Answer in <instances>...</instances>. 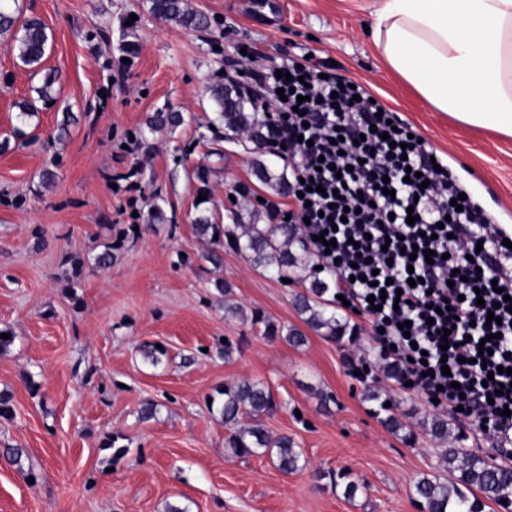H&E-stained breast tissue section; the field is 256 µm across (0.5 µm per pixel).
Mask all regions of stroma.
<instances>
[{
    "label": "stroma",
    "instance_id": "1",
    "mask_svg": "<svg viewBox=\"0 0 512 512\" xmlns=\"http://www.w3.org/2000/svg\"><path fill=\"white\" fill-rule=\"evenodd\" d=\"M206 34L156 19L149 0H23L54 32L45 67L58 70L52 105L20 121L16 104L39 78L0 44V512H419L416 482L449 480L439 442L406 439L405 425L448 419L463 446L512 466L470 417L431 405L379 370L367 322L336 343L306 328L285 283L225 249L221 266L200 261L193 227L206 166L209 209L223 218L232 198L266 197L240 144L214 140L209 89L239 43L267 59L311 51L335 63L408 122L448 165L474 202L512 230V139L435 112L384 65L369 33L370 0H191ZM163 108L183 113L175 130L144 134ZM77 121L59 137L63 113ZM23 127L29 145L12 143ZM56 173L44 184L41 172ZM166 223L148 225L154 204ZM140 233H133V225ZM111 265H88L95 242ZM83 267H74V259ZM223 279L227 294L214 287ZM261 315L302 330L293 345L269 339ZM161 346L158 362L144 356ZM231 357H224L225 347ZM369 366L367 377L356 374ZM244 381L269 388L262 421L288 436L306 461L286 474L267 457H239L208 400ZM379 388L400 430L365 399ZM153 418L142 419L145 402ZM360 486L346 498L341 473Z\"/></svg>",
    "mask_w": 512,
    "mask_h": 512
}]
</instances>
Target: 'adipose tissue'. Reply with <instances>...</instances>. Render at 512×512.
<instances>
[{
    "label": "adipose tissue",
    "instance_id": "1",
    "mask_svg": "<svg viewBox=\"0 0 512 512\" xmlns=\"http://www.w3.org/2000/svg\"><path fill=\"white\" fill-rule=\"evenodd\" d=\"M371 31L433 110L512 138V0H381Z\"/></svg>",
    "mask_w": 512,
    "mask_h": 512
}]
</instances>
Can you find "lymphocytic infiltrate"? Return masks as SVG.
I'll use <instances>...</instances> for the list:
<instances>
[{
    "mask_svg": "<svg viewBox=\"0 0 512 512\" xmlns=\"http://www.w3.org/2000/svg\"><path fill=\"white\" fill-rule=\"evenodd\" d=\"M269 114L270 147L291 173L289 214L302 225L336 292L377 333L402 381L448 412L483 416L499 446L512 445V248L487 213L461 199L449 171H435L412 126L363 87L303 55L246 79ZM287 89L280 98L279 89ZM365 105L356 110L353 98ZM415 223H408L409 214ZM334 239L326 248L324 238ZM416 256H409V248ZM417 284H409V277ZM381 299L373 308L369 296ZM492 353L478 363L480 344Z\"/></svg>",
    "mask_w": 512,
    "mask_h": 512,
    "instance_id": "f902f5d3",
    "label": "lymphocytic infiltrate"
}]
</instances>
